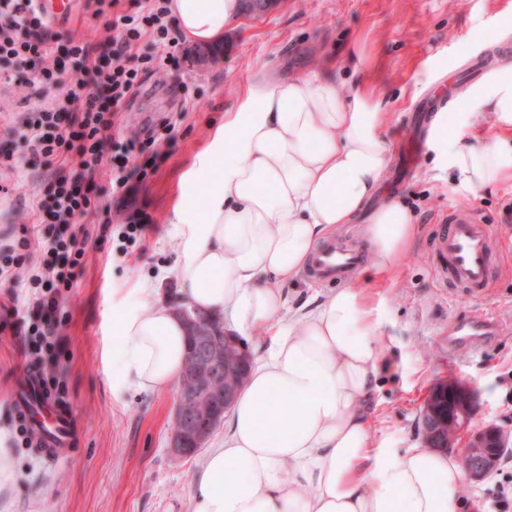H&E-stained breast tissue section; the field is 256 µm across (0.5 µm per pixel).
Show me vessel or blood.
<instances>
[{
  "label": "vessel or blood",
  "mask_w": 512,
  "mask_h": 512,
  "mask_svg": "<svg viewBox=\"0 0 512 512\" xmlns=\"http://www.w3.org/2000/svg\"><path fill=\"white\" fill-rule=\"evenodd\" d=\"M78 0H39L44 16L52 22L70 19ZM497 240L486 224L474 216H449L431 241L435 258L434 273L440 284L452 285L469 295L484 293L493 275V257ZM363 255L356 248L323 245L312 257L307 275L320 284H340L351 279L360 268ZM500 323L484 314L449 323L445 332L449 348L472 349L489 337L499 335ZM29 385H21L10 394L8 402L27 425L31 441L39 455L57 461L71 454L72 416L58 398L45 397L38 406H30L26 395Z\"/></svg>",
  "instance_id": "obj_1"
}]
</instances>
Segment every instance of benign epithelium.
<instances>
[{
	"instance_id": "benign-epithelium-1",
	"label": "benign epithelium",
	"mask_w": 512,
	"mask_h": 512,
	"mask_svg": "<svg viewBox=\"0 0 512 512\" xmlns=\"http://www.w3.org/2000/svg\"><path fill=\"white\" fill-rule=\"evenodd\" d=\"M173 309L185 324L190 346L176 390L170 450L176 457H186L203 447L240 392V385L224 382L230 370L224 347L233 344L239 348V368L243 372L251 364V354L236 335L207 314L178 303ZM447 395L448 433L435 428L436 413L431 405L422 415V428L435 436L439 448H453L464 439L466 472L470 480L478 482L496 467L503 449L508 447L509 436L494 425L472 424L475 400L466 386L451 382Z\"/></svg>"
}]
</instances>
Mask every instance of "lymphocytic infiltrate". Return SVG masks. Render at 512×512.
<instances>
[{
	"label": "lymphocytic infiltrate",
	"instance_id": "obj_1",
	"mask_svg": "<svg viewBox=\"0 0 512 512\" xmlns=\"http://www.w3.org/2000/svg\"><path fill=\"white\" fill-rule=\"evenodd\" d=\"M121 2L82 0L88 17L107 20L111 54L102 57L74 36L55 48L51 26L35 0H0V82L14 81L27 70L59 90L50 103L37 106L21 133L31 154L43 159L53 175L32 204L37 218H49L52 232L18 243L29 283L41 290L34 305L46 312L57 309L60 289L70 286L88 251L86 235L73 232V225L88 215L109 213L99 194L102 177H109L118 192L141 174L111 161L118 107L133 93L140 72L156 61L153 54L140 52L141 40L163 48L166 61H179V36L168 19V0H137L133 15L120 11Z\"/></svg>",
	"mask_w": 512,
	"mask_h": 512
}]
</instances>
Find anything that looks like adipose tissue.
<instances>
[{
    "instance_id": "obj_1",
    "label": "adipose tissue",
    "mask_w": 512,
    "mask_h": 512,
    "mask_svg": "<svg viewBox=\"0 0 512 512\" xmlns=\"http://www.w3.org/2000/svg\"><path fill=\"white\" fill-rule=\"evenodd\" d=\"M183 37L208 47L242 0H169ZM481 121L438 113L426 144L467 196L512 184V81L476 93ZM396 134L361 86L340 96L327 75L262 78L210 133L187 172L205 182L202 203L175 204L177 300L247 335L270 333L232 406L230 430L208 449L189 491V512H455L465 472L454 452L395 448L372 431L367 403L388 367L378 334L388 299L354 286L309 310L287 307L283 287L319 246L362 211L365 277L383 279L417 227L400 197L369 202ZM224 171L207 178L209 161ZM154 297L151 306L142 297ZM112 390L165 393L184 366L185 329L149 280L136 282L112 317Z\"/></svg>"
}]
</instances>
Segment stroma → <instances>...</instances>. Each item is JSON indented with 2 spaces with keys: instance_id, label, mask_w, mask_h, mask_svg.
I'll use <instances>...</instances> for the list:
<instances>
[{
  "instance_id": "stroma-1",
  "label": "stroma",
  "mask_w": 512,
  "mask_h": 512,
  "mask_svg": "<svg viewBox=\"0 0 512 512\" xmlns=\"http://www.w3.org/2000/svg\"><path fill=\"white\" fill-rule=\"evenodd\" d=\"M495 45L501 57H512V0H278L262 15H241L208 62L187 59L142 73L121 107L118 138L155 137L135 160L146 175L132 183L126 201L101 180L111 220L93 215L85 221L84 272L62 289L52 344L39 355L44 379L59 382L73 416L75 451L62 463L38 456L7 403L37 356L24 332L39 319L29 308L38 291L16 272L18 242L32 219L12 205L31 202L47 172L32 165L0 171V181L12 187L0 197V457L9 463L0 474V512H188L202 457L179 459L169 451L174 394L113 396L112 308L138 279L162 278L174 265L179 231L169 215L181 196L202 195L184 176L205 151L211 126L236 109L259 76L331 72L343 95L363 82L404 141L421 96L440 92L449 76ZM25 79V88H0L11 101L0 117V151L18 157L26 154L18 133L32 116L31 105L54 95L34 72ZM185 95L195 108L173 133L161 131V121ZM397 193L418 231L382 284L389 309L378 334L388 344L390 370L371 408L372 429L389 435L397 448L421 447L426 396L439 383L459 382L474 392L476 423L512 434V187L464 198L447 166L423 149L415 174ZM451 212L480 218L499 241L489 294L466 296L435 279L428 238ZM131 216L146 226L133 243L122 235ZM476 312L497 319L501 334L476 350H448L443 330Z\"/></svg>"
}]
</instances>
